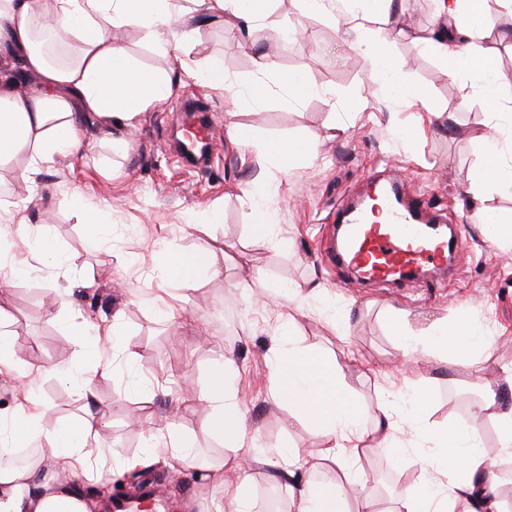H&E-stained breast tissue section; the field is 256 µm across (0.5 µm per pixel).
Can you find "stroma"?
I'll use <instances>...</instances> for the list:
<instances>
[{
  "label": "stroma",
  "instance_id": "obj_1",
  "mask_svg": "<svg viewBox=\"0 0 512 512\" xmlns=\"http://www.w3.org/2000/svg\"><path fill=\"white\" fill-rule=\"evenodd\" d=\"M179 7L176 58L161 54L143 30L125 28L115 36L135 62L159 73L180 59L197 67L219 59L237 82L266 84L261 105L185 80L121 131L124 149L89 141L80 152L40 165L31 188L18 178L25 156L0 165V227L14 236L7 249L13 265L29 263L41 225L66 257L55 266L32 265L30 274L0 284V302L13 314L21 356L49 365L82 361L69 340L67 311H51L47 299L48 289L71 286L80 273L96 285L74 288L75 307L99 326L110 325L113 312L123 309V328L135 341L133 356H116L97 383L98 406L111 414L102 439L108 459L77 475V482L87 492L104 487L114 492L130 485L131 473H148L163 493L154 512H214L224 499L223 485L210 473L182 470L169 459L146 460L143 432L150 426L174 430L198 448L203 462L224 457L223 440L204 432L201 412L183 408L179 398L185 387L201 385L211 365L225 357L239 369L235 384L245 397L248 423L259 429L263 443L302 453L314 447L313 433L288 426L287 409L270 395L272 346L287 332L320 343L367 405L397 397L408 410L424 388L432 402L418 426L467 424L483 380L512 367V252L490 242L479 218L484 210L512 223V194L492 192L475 203L467 195L480 149L471 134L487 121L481 80L466 70L449 75L411 36H399L389 49L391 62L424 98L420 104L401 100L344 29L303 0H269L262 22L248 29L204 21L200 0H179ZM285 24L302 32L288 45L278 36ZM262 57L268 61L263 70L257 65ZM291 70L306 77L310 94L290 98L279 75ZM186 97L198 98L211 113L223 141L222 154L195 167L169 149L175 107ZM439 112L449 114L447 126L436 120ZM231 121L250 127L255 145L228 140ZM296 139L312 142L315 151L284 171L257 149L264 141ZM377 166L396 167L418 186H432L433 204L449 222L466 217L457 255L460 277L423 279L398 290L361 283L321 262L318 247L331 228L330 217ZM260 177L271 181L264 203L276 214L274 236L262 247L253 243L252 208L243 191ZM208 222L213 229L207 237L196 227ZM212 239L223 242L227 252L217 275H203L194 285L168 277L170 253L195 251ZM254 271L266 283L265 295L242 286ZM288 286L305 295L302 308L273 307L277 291ZM131 287L139 289L142 303L125 304ZM159 296L174 303L173 314L158 311ZM394 315L414 333L439 320L466 317L484 329L492 346L463 367L433 359L406 362L389 331ZM136 377L153 385L146 421L139 417L143 398L132 387ZM31 392L50 403L47 425L81 423L84 402L73 387L44 377L32 382ZM401 439L403 449L371 448L359 459L374 480L381 508L393 483L424 478L410 463L417 452L412 432ZM250 475L256 512H287V479L271 480L261 466L252 467Z\"/></svg>",
  "mask_w": 512,
  "mask_h": 512
}]
</instances>
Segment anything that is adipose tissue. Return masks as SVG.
<instances>
[{"mask_svg":"<svg viewBox=\"0 0 512 512\" xmlns=\"http://www.w3.org/2000/svg\"><path fill=\"white\" fill-rule=\"evenodd\" d=\"M435 15L442 26L427 40L448 73L467 67L483 83V96L491 118L512 110L498 88L506 80L495 60L481 45L484 32L504 0H435ZM391 0H370L368 11L382 29L358 47L374 72L397 79L390 66L387 39L395 35L389 12ZM180 15L177 0H0V160L17 155L28 157L29 169L54 157L78 150L88 128H96L103 140L131 126L137 117L167 98L173 79L169 75L136 65L125 48L115 42L116 29L138 27L150 32L161 50H169ZM43 27L75 52L65 64H52L37 46L35 29ZM183 73L208 89L260 103L266 94L262 81L240 86L233 83L221 65L206 69L183 65ZM32 83L19 92L20 80ZM481 149L474 158L469 188L481 197L491 191L512 190V163L506 161L497 139L479 134ZM222 247L201 252L174 253L167 260L170 276L181 283H195L201 274L216 273L224 265ZM11 312L0 304V376L17 380L10 407L0 409V445L36 446L38 455L20 466L0 465V512H91V501L69 474L102 464L105 448L97 426L85 420L81 427L51 428L44 423L46 403L30 392L34 378L49 375L74 384L82 398L95 402L97 381L112 368L104 357V344L131 353L134 342L113 315L106 328L90 329L79 316L71 318L75 345H83L88 332H95L97 346L86 354L78 368L64 365L35 366L21 359L9 328ZM395 345L402 356L454 358L466 362L474 354L487 352L489 343L473 321L460 318L453 324L437 323L429 332H408L402 320L391 323ZM235 363L224 359L214 364L204 385L188 394L186 401L209 408L203 430L223 437L229 453L209 464L215 477L231 473L225 483V498L217 512H253L250 476L243 469V453H255L262 443L257 432L243 421L238 392L233 386ZM269 386L275 402L289 414L314 429L318 446L310 454L280 448L265 456L272 471L284 472L294 483L290 491L292 512H346L350 498L368 501L371 490L352 465L367 447V435H375L380 446H391L400 434L402 417L392 404L378 407L370 430L360 423L368 407L355 396L341 367L314 343L289 340L277 346L269 371ZM471 425L441 431L419 432L421 449L416 464L427 480L398 488L387 512H455L466 503V512H503L497 488V462L479 443L478 423L494 420L500 446L512 448V368L504 370L496 385L484 386L474 403ZM330 468L339 477L330 482L310 480L312 471Z\"/></svg>","mask_w":512,"mask_h":512,"instance_id":"ef3b65f1","label":"adipose tissue"}]
</instances>
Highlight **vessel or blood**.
<instances>
[{"label":"vessel or blood","instance_id":"obj_1","mask_svg":"<svg viewBox=\"0 0 512 512\" xmlns=\"http://www.w3.org/2000/svg\"><path fill=\"white\" fill-rule=\"evenodd\" d=\"M212 123L200 115L185 158L219 153ZM371 206L347 205L336 212L337 236L327 251L330 263L353 268L367 280L408 281L411 274L443 269L452 255L449 240L459 239L458 227L425 221L430 194L398 173L374 180Z\"/></svg>","mask_w":512,"mask_h":512}]
</instances>
